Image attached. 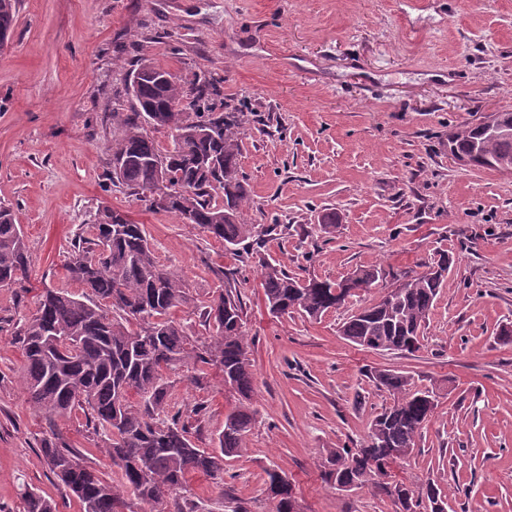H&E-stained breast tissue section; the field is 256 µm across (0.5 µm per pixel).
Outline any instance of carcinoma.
Wrapping results in <instances>:
<instances>
[{
  "instance_id": "1",
  "label": "carcinoma",
  "mask_w": 512,
  "mask_h": 512,
  "mask_svg": "<svg viewBox=\"0 0 512 512\" xmlns=\"http://www.w3.org/2000/svg\"><path fill=\"white\" fill-rule=\"evenodd\" d=\"M18 0H0V41L9 39ZM133 111L114 112L117 126L107 180L138 195L156 210L178 216L237 251H260L284 224H248L244 212L251 188L239 173L240 118L224 114V103L208 101L217 79L195 78L190 95L169 71L148 60L127 75ZM172 132L173 148L163 153L148 128ZM448 152L471 166L512 164V135L488 136L466 125L448 136ZM93 237L71 250L68 281L82 288H46L22 327L23 365L19 374L26 403L49 418L51 436L41 452L50 472L78 499L83 512H132V495L152 512H197L188 496L192 474L224 479V458L240 452L256 422L255 377L248 357L242 306L227 282L200 306L209 337L194 340L172 312L189 300L180 273L163 264L148 242L144 225L109 206L91 225ZM32 256L22 226L10 206L0 204V287L27 278ZM443 254L420 274H401L388 294L349 315L339 333L374 351L413 352L448 274ZM382 276L373 265L359 266L340 280L303 277L279 263L260 259V285L275 316L300 314L318 319L369 290ZM201 386L218 371L235 404L224 414V430L213 448H200L192 425L174 410V381L180 369ZM392 403L375 415L357 448H336L321 456L323 481L338 491L370 488L389 498L394 512H447L448 495L433 481L413 487L392 479L394 466L417 447L421 431L437 408L434 392L415 388L411 375L392 369L371 374ZM138 402L129 401L130 393ZM83 413L104 434L103 451L122 469L114 485L84 464L56 432L55 421ZM265 494L274 512H301L288 476L267 472ZM24 512H58L56 503L27 489Z\"/></svg>"
}]
</instances>
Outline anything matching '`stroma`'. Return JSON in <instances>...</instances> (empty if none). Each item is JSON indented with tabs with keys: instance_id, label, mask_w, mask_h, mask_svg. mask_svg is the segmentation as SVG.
Returning a JSON list of instances; mask_svg holds the SVG:
<instances>
[{
	"instance_id": "35a3bbf8",
	"label": "stroma",
	"mask_w": 512,
	"mask_h": 512,
	"mask_svg": "<svg viewBox=\"0 0 512 512\" xmlns=\"http://www.w3.org/2000/svg\"><path fill=\"white\" fill-rule=\"evenodd\" d=\"M146 59L186 87L219 78L224 109L238 113L240 171L250 224L287 225L264 253L288 271L343 278L378 265L421 273L451 264L415 353L371 351L337 328L341 308L318 320L269 313L256 260L113 188L112 115L131 109L126 73ZM492 112H512V0H20L0 50V202L13 207L32 256L22 284L0 288V512H23L25 486L81 512L49 473V430L25 401L18 374L24 318L46 288H64L67 253L90 237L101 206L144 225L158 259L189 290L176 319L209 333L199 307L233 278L256 382L258 422L227 459L224 484L189 479L202 512H269L267 472L287 474L302 512H393L389 498L341 492L321 479L331 448H353L390 403L369 381L395 369L438 396L418 446L395 480L437 481L448 512H512V175L461 166L448 136ZM335 234L320 233L325 212ZM176 409L208 410L196 443L209 448L232 398L218 373L205 389L181 379ZM57 427L103 477L121 471L83 415Z\"/></svg>"
}]
</instances>
